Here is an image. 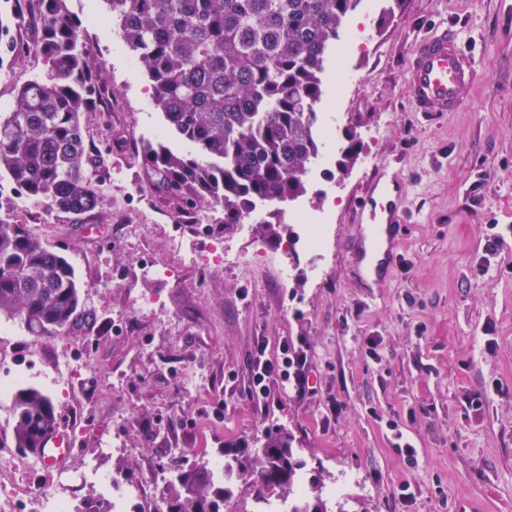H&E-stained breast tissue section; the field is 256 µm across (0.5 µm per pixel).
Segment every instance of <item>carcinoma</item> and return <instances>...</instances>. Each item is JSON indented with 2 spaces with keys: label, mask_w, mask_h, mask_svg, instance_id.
<instances>
[{
  "label": "carcinoma",
  "mask_w": 512,
  "mask_h": 512,
  "mask_svg": "<svg viewBox=\"0 0 512 512\" xmlns=\"http://www.w3.org/2000/svg\"><path fill=\"white\" fill-rule=\"evenodd\" d=\"M37 46L42 75L18 88L0 111V173L28 199L83 215L107 208V189L82 135V116L100 111L86 68L83 34L65 0H40ZM112 28L147 77L166 132L140 144L138 157L165 198L185 208L217 204L224 224H241L259 201L291 203L308 193L306 175L318 159L317 106L324 75L346 21L362 0H103ZM179 138L194 151H174ZM341 151L347 171L357 141ZM81 286L62 254L18 224L0 220V315L31 336L75 326ZM11 444L34 452L57 424L51 398L35 386L12 394ZM295 436L270 430L258 448L224 452L235 482L256 495L288 500L290 512H352L350 498H323V470L305 482L307 462L295 458ZM167 512H223L233 487L204 466L170 458ZM306 495L294 497L297 485ZM76 512H112L88 497Z\"/></svg>",
  "instance_id": "1"
}]
</instances>
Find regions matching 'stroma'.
<instances>
[{"label":"stroma","mask_w":512,"mask_h":512,"mask_svg":"<svg viewBox=\"0 0 512 512\" xmlns=\"http://www.w3.org/2000/svg\"><path fill=\"white\" fill-rule=\"evenodd\" d=\"M383 5L363 0L344 35L360 40L348 78L324 80L320 110L334 137L301 204L327 213L328 241L322 257L290 255L283 283L264 267L179 266L175 209L135 158L161 129L147 79L85 0H67L87 51L108 53L119 90L114 111L82 119L113 205L75 217L26 202L24 227L42 225L40 240L73 264L84 311L75 329L53 336L26 335L1 316L0 371L28 372L48 390L76 459L108 442L99 468L133 486L172 449H189L190 465L195 453L220 455L283 426L300 457L338 477L354 512H512V236L495 255L484 251L490 225H512V0H404L384 25ZM440 22L476 45L478 76L459 111L427 119L408 103L405 68L416 37ZM3 23L0 103L36 75L18 46L36 42L41 18L17 25L0 14ZM349 131L361 149L343 172ZM379 170L403 179L407 223L396 269L374 282L354 273L351 248L366 231L356 203ZM203 215L241 252L258 240L279 255L293 230L285 221L273 235ZM86 224L103 234L84 236ZM128 224L143 227L130 241ZM145 256L157 267L148 276L138 272ZM163 326L169 338H158ZM281 336L308 347V383L301 393L274 387L263 410L247 393L249 360L258 338ZM370 336L379 358L367 354ZM62 356L77 371L68 390L52 391L44 374ZM392 421L412 440L414 464L396 453Z\"/></svg>","instance_id":"1"}]
</instances>
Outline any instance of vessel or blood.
I'll return each mask as SVG.
<instances>
[{
    "label": "vessel or blood",
    "mask_w": 512,
    "mask_h": 512,
    "mask_svg": "<svg viewBox=\"0 0 512 512\" xmlns=\"http://www.w3.org/2000/svg\"><path fill=\"white\" fill-rule=\"evenodd\" d=\"M478 55L465 45L456 31L445 24L434 26L419 38L406 67L408 98L421 114L455 112L469 98L477 76ZM397 180L376 177L361 195L358 219L368 221L370 269L377 278L386 277L394 261L395 239L404 228ZM68 429L56 427L42 439L36 453L49 469L65 466L73 454Z\"/></svg>",
    "instance_id": "1"
}]
</instances>
